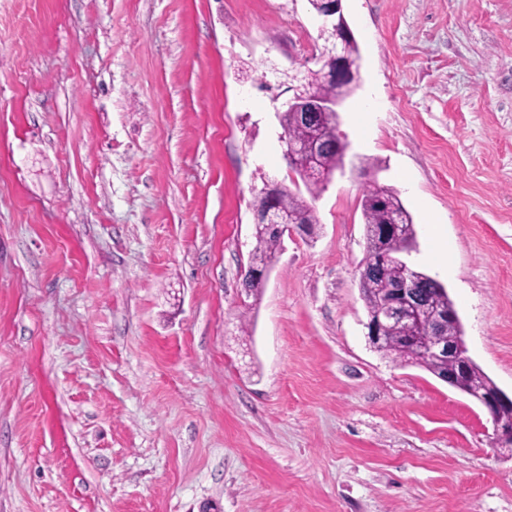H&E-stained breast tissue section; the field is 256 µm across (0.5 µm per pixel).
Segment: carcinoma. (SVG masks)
Instances as JSON below:
<instances>
[{
  "label": "carcinoma",
  "mask_w": 512,
  "mask_h": 512,
  "mask_svg": "<svg viewBox=\"0 0 512 512\" xmlns=\"http://www.w3.org/2000/svg\"><path fill=\"white\" fill-rule=\"evenodd\" d=\"M305 90L325 99L347 96L352 92L350 88L342 90L335 85L322 82L319 73L315 71L308 75ZM279 121L283 131L287 132L290 138L302 139L308 134L307 127L299 120L296 112L280 113ZM321 135L325 143L321 153V167L323 172L332 175L343 168L346 155V144L336 134L334 116L328 115L323 119ZM275 203L278 210L301 216L302 225L311 230L318 223L312 205L282 185L275 191ZM362 211L367 231L366 262L369 265V273L366 279L359 283V290L361 298L368 305L371 302L369 290L394 285L408 274L409 267L392 261L391 257L411 249L414 243V228L412 218L401 200L388 189L367 190L362 198ZM389 214L394 215L401 227L397 234L382 239L376 235L373 226L386 223V216ZM255 240L252 265L264 267L272 263L280 246L281 235L270 224H257ZM423 289L434 298H442L443 306L451 312L454 311L453 302L438 281L427 278V281L423 282ZM409 335V326H392L385 342L384 353L400 359H411L412 343L409 342ZM463 381L472 386L494 385V382L473 362L467 365Z\"/></svg>",
  "instance_id": "obj_1"
}]
</instances>
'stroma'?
<instances>
[{
    "label": "stroma",
    "instance_id": "35a3bbf8",
    "mask_svg": "<svg viewBox=\"0 0 512 512\" xmlns=\"http://www.w3.org/2000/svg\"><path fill=\"white\" fill-rule=\"evenodd\" d=\"M343 170L242 279L308 0H0V512H512L486 411L368 344L361 199L512 394V0H342Z\"/></svg>",
    "mask_w": 512,
    "mask_h": 512
}]
</instances>
